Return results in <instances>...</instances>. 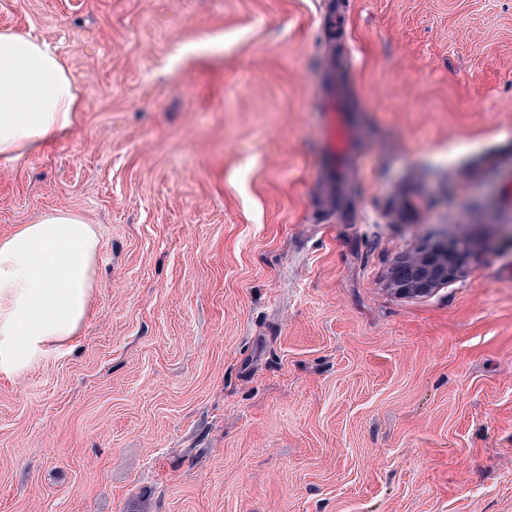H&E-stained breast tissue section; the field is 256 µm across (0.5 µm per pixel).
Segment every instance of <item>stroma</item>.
<instances>
[{
  "mask_svg": "<svg viewBox=\"0 0 512 512\" xmlns=\"http://www.w3.org/2000/svg\"><path fill=\"white\" fill-rule=\"evenodd\" d=\"M0 31L81 95L0 167V236L100 240L79 335L0 372V512H512V0H0ZM325 135L327 138L330 160L336 162V156L346 155L350 148V134L340 119L342 109L336 101V95L331 94L326 108ZM434 248L427 252H420L408 258L406 263L407 277L403 280H396V290L403 294H420L430 290L438 284H446L455 273L454 265L446 263L441 267L433 254Z\"/></svg>",
  "mask_w": 512,
  "mask_h": 512,
  "instance_id": "obj_1",
  "label": "stroma"
}]
</instances>
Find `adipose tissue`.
<instances>
[{"mask_svg": "<svg viewBox=\"0 0 512 512\" xmlns=\"http://www.w3.org/2000/svg\"><path fill=\"white\" fill-rule=\"evenodd\" d=\"M63 59L31 35L0 33V166L37 152L78 118ZM99 239L75 213L42 214L0 238V372L17 374L74 336L95 286Z\"/></svg>", "mask_w": 512, "mask_h": 512, "instance_id": "1", "label": "adipose tissue"}]
</instances>
